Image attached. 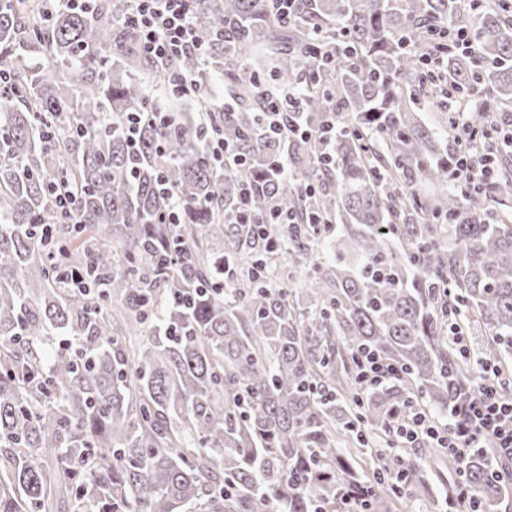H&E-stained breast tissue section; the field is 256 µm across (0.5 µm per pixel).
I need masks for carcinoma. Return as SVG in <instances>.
<instances>
[{
  "label": "carcinoma",
  "instance_id": "1",
  "mask_svg": "<svg viewBox=\"0 0 512 512\" xmlns=\"http://www.w3.org/2000/svg\"><path fill=\"white\" fill-rule=\"evenodd\" d=\"M197 2L204 56L155 61L125 25L127 0H0V512H340L348 491L363 512H391L428 494L441 449L370 452L373 435H394L390 412L432 419L473 397V357L512 382V224L486 222L512 164L480 195L405 194L448 175L464 146L454 134L442 151L412 115L440 98L422 63L432 47L472 128L498 141L487 116L512 107V3L299 0L285 23L275 0ZM456 25L465 52L439 35ZM314 26L324 40L307 39ZM260 48L272 73L304 78L286 124L334 112L331 143L270 132L261 75L237 64ZM37 52L52 68L26 65ZM140 71L204 86L225 73L237 108L204 98L195 117L163 115ZM218 133L244 160L227 172L208 147ZM285 160L315 194L288 191ZM247 186L254 216L278 204L297 223L260 238L226 223ZM280 254L307 270L297 292L271 285ZM73 275L93 287H69ZM450 311L465 334L486 331L474 356L448 335ZM366 352L397 377L359 390ZM494 458L448 461V499L499 512Z\"/></svg>",
  "mask_w": 512,
  "mask_h": 512
}]
</instances>
